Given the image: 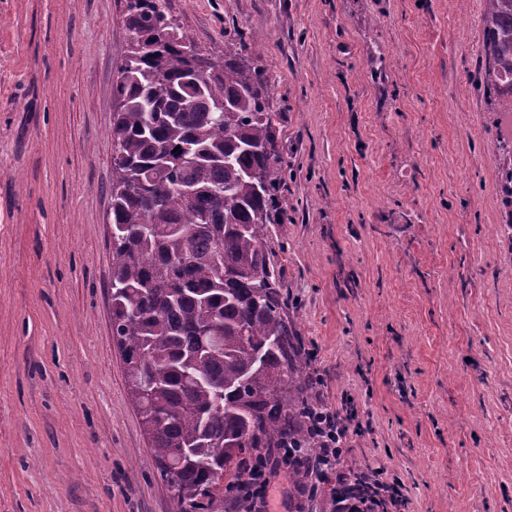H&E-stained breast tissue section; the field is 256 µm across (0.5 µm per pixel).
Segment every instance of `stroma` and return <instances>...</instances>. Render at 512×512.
<instances>
[{"label": "stroma", "instance_id": "1", "mask_svg": "<svg viewBox=\"0 0 512 512\" xmlns=\"http://www.w3.org/2000/svg\"><path fill=\"white\" fill-rule=\"evenodd\" d=\"M259 35L287 160L272 261L332 408L408 512H512V231L473 78L484 0H166ZM123 0H0V512H177L112 338Z\"/></svg>", "mask_w": 512, "mask_h": 512}]
</instances>
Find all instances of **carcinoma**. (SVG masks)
Wrapping results in <instances>:
<instances>
[{
  "label": "carcinoma",
  "instance_id": "carcinoma-1",
  "mask_svg": "<svg viewBox=\"0 0 512 512\" xmlns=\"http://www.w3.org/2000/svg\"><path fill=\"white\" fill-rule=\"evenodd\" d=\"M128 42L113 85L112 337L129 399L179 512H215L221 482L288 449L296 512H334L322 497L324 449L348 429L318 425L327 409L312 353L288 315L269 250L287 170L263 70L236 45L195 77L186 33L165 0H125ZM485 65L476 86L512 110V0H485ZM495 165L512 228V136Z\"/></svg>",
  "mask_w": 512,
  "mask_h": 512
}]
</instances>
